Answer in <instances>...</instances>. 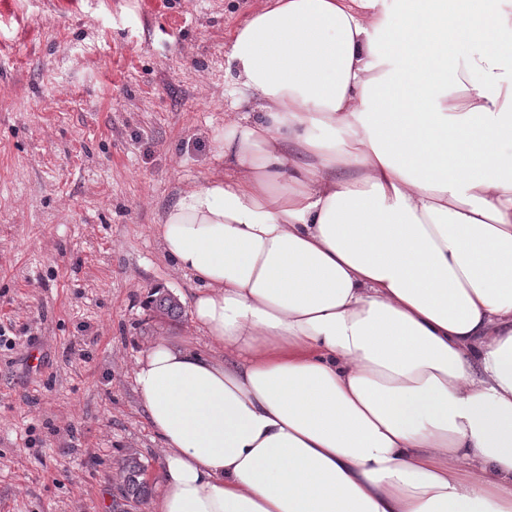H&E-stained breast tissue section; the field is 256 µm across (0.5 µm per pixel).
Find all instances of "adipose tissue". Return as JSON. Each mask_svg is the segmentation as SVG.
<instances>
[{
	"label": "adipose tissue",
	"mask_w": 512,
	"mask_h": 512,
	"mask_svg": "<svg viewBox=\"0 0 512 512\" xmlns=\"http://www.w3.org/2000/svg\"><path fill=\"white\" fill-rule=\"evenodd\" d=\"M274 0L228 55L233 174L156 237L203 352L135 390L156 512H512V14Z\"/></svg>",
	"instance_id": "1"
}]
</instances>
